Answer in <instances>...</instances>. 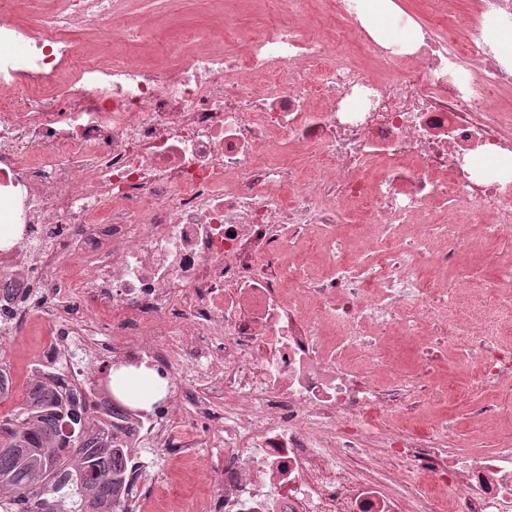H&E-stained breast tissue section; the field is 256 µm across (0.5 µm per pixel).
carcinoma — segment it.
I'll return each mask as SVG.
<instances>
[{"mask_svg":"<svg viewBox=\"0 0 512 512\" xmlns=\"http://www.w3.org/2000/svg\"><path fill=\"white\" fill-rule=\"evenodd\" d=\"M0 512H134L125 468L135 456L85 398L30 384L21 406L0 416Z\"/></svg>","mask_w":512,"mask_h":512,"instance_id":"1","label":"carcinoma"}]
</instances>
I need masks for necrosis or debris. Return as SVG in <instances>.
<instances>
[{"label":"necrosis or debris","mask_w":512,"mask_h":512,"mask_svg":"<svg viewBox=\"0 0 512 512\" xmlns=\"http://www.w3.org/2000/svg\"><path fill=\"white\" fill-rule=\"evenodd\" d=\"M303 2L239 41L201 0L209 28L145 45L144 0H0V335L37 329L38 369L73 388L162 373L156 413L123 410L131 446L220 451L201 505L127 468L163 512H512V429L461 456L447 417L411 419L447 405L456 346L493 394L474 423L512 419V343L461 288L463 256L512 237V175L472 165L512 155V64L486 37L512 0L461 24L432 0L409 46L376 41L359 0L305 34ZM495 269L481 306L512 315V253Z\"/></svg>","instance_id":"obj_1"}]
</instances>
